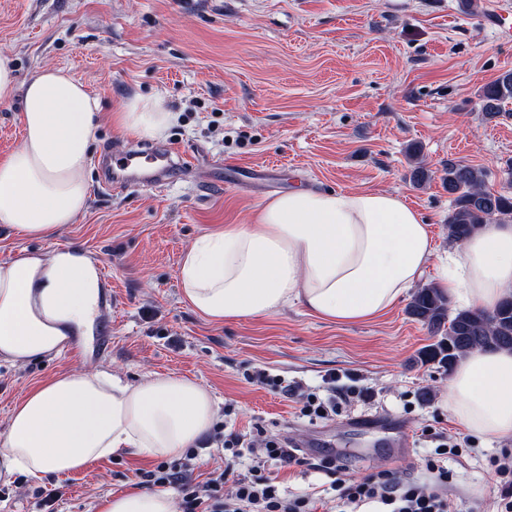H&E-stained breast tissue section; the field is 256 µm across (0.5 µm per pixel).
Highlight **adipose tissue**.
Here are the masks:
<instances>
[{"label":"adipose tissue","mask_w":512,"mask_h":512,"mask_svg":"<svg viewBox=\"0 0 512 512\" xmlns=\"http://www.w3.org/2000/svg\"><path fill=\"white\" fill-rule=\"evenodd\" d=\"M22 94L20 145L0 160V223L51 238L87 207L90 146L99 103L63 68L19 85L0 53V103ZM176 120L160 96L136 97L114 115L127 133L157 139ZM437 263L435 285L458 304L493 312L512 297V224L481 225L436 258L429 227L401 197L373 190L292 189L250 224L199 235L176 277L184 302L212 322L270 317L299 304L320 319L365 322L394 307ZM99 264L76 247L23 250L0 261V360L25 364L90 335L102 314ZM442 406L470 434L512 442V350L474 349L456 364ZM212 393L196 380L152 374L129 383L101 371L69 372L29 389L0 434V477L66 475L119 452L181 455L214 422ZM97 512H176L171 494L131 488Z\"/></svg>","instance_id":"ef3b65f1"}]
</instances>
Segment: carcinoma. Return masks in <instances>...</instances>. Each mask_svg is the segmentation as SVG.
<instances>
[{
	"label": "carcinoma",
	"instance_id": "carcinoma-1",
	"mask_svg": "<svg viewBox=\"0 0 512 512\" xmlns=\"http://www.w3.org/2000/svg\"><path fill=\"white\" fill-rule=\"evenodd\" d=\"M512 101V70L501 73L483 87L480 110L485 118L499 117L505 103ZM488 172L463 162H448L443 183L452 197L448 214V241L459 242L490 222L512 223V192L491 191L486 187ZM408 313L440 336L425 347L421 361L451 371L470 350L512 349V299L490 314L472 310H452L446 295L431 285L417 290Z\"/></svg>",
	"mask_w": 512,
	"mask_h": 512
}]
</instances>
